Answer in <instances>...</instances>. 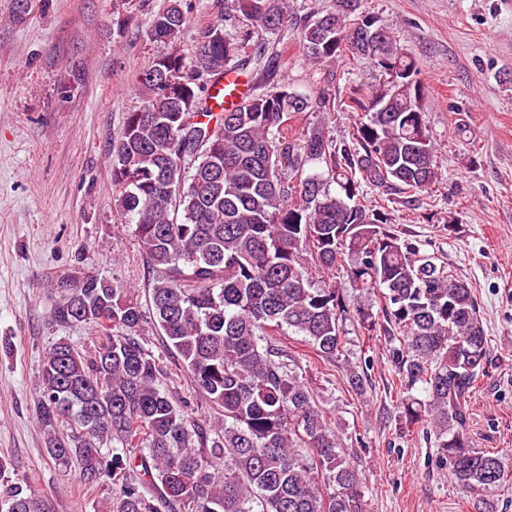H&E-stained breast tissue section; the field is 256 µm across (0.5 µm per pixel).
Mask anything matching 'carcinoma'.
I'll return each instance as SVG.
<instances>
[{
  "label": "carcinoma",
  "instance_id": "obj_1",
  "mask_svg": "<svg viewBox=\"0 0 512 512\" xmlns=\"http://www.w3.org/2000/svg\"><path fill=\"white\" fill-rule=\"evenodd\" d=\"M231 2L267 33L287 19L286 0ZM190 10L166 0L151 20L149 36L171 50L140 76L149 97L112 145V186L136 224L153 322L215 415L190 418L163 387L160 360L138 339L134 291L85 275L62 284L53 318L108 341L49 351L37 399L47 455L108 488L105 512H367L363 475L300 367L265 340L292 333L334 364L353 320L390 342L400 421L434 439L478 512H494L489 494L512 472L500 453L472 447L466 427L488 368L481 305L423 244L397 234L384 206L364 204L367 188L420 194L437 179L416 59L362 0H332L294 19L303 53L373 65L377 83L333 98L283 82L213 112L208 88L230 60L239 72L272 61L250 52L252 31L232 40L219 25L185 57L174 43ZM331 110L351 113L348 137L322 122L295 128ZM0 512H45L30 479L5 477L1 462Z\"/></svg>",
  "mask_w": 512,
  "mask_h": 512
}]
</instances>
